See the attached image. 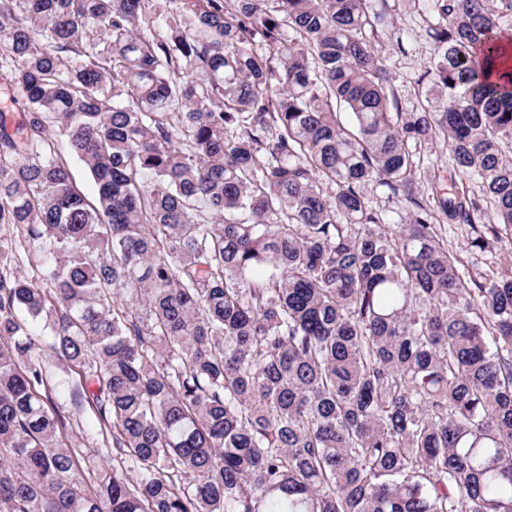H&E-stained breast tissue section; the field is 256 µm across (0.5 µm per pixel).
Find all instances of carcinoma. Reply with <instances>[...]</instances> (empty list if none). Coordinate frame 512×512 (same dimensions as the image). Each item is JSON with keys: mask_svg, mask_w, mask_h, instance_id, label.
I'll return each mask as SVG.
<instances>
[{"mask_svg": "<svg viewBox=\"0 0 512 512\" xmlns=\"http://www.w3.org/2000/svg\"><path fill=\"white\" fill-rule=\"evenodd\" d=\"M425 2L403 113L371 0H0V512H512V274L442 231L512 241V0ZM11 72L7 68L0 70V124L3 122L18 131L25 120V113L15 103L13 89L11 87ZM418 154L416 155V165L418 166L415 177L418 179L420 173L427 166L436 165L440 169H443L442 175L444 181L442 182V188L444 192H448V186L451 183L448 175V149L441 141L434 142L433 144L422 145L418 148ZM368 198L372 205L379 207L387 216L389 224H405L409 217V207L406 201L393 196L386 187L371 183L366 187Z\"/></svg>", "mask_w": 512, "mask_h": 512, "instance_id": "cac0c4a2", "label": "carcinoma"}]
</instances>
